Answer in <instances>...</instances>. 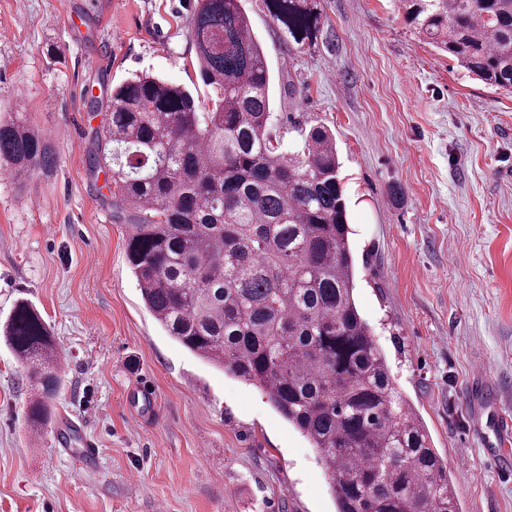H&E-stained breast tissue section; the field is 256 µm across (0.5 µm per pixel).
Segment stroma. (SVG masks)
Listing matches in <instances>:
<instances>
[{
	"instance_id": "1",
	"label": "stroma",
	"mask_w": 512,
	"mask_h": 512,
	"mask_svg": "<svg viewBox=\"0 0 512 512\" xmlns=\"http://www.w3.org/2000/svg\"><path fill=\"white\" fill-rule=\"evenodd\" d=\"M196 0H0V116L47 134L55 165L0 175V322L29 298L64 358L53 418L0 340V512H335L318 449L255 387L189 353L146 310L127 227L88 168L113 86L149 73L206 100ZM278 120L334 132L356 305L448 465L459 512H512L487 458L482 387L512 416V93L419 39L395 0H317L302 52L246 0ZM483 362L487 374L475 378ZM157 407L136 421L131 393ZM97 445L82 466L63 417Z\"/></svg>"
}]
</instances>
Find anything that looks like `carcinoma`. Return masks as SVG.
Here are the masks:
<instances>
[{"instance_id":"1","label":"carcinoma","mask_w":512,"mask_h":512,"mask_svg":"<svg viewBox=\"0 0 512 512\" xmlns=\"http://www.w3.org/2000/svg\"><path fill=\"white\" fill-rule=\"evenodd\" d=\"M245 0H197L191 37L210 105L137 75L112 89L88 163L128 221L141 299L195 356L261 391L321 453L336 512H457L448 468L393 384L355 300L336 140L274 122L271 76ZM416 33L485 85L512 92V0H399ZM316 0H263L302 50ZM18 114L0 119V172L53 163ZM3 336L34 390L40 430L61 385L46 321L16 300Z\"/></svg>"}]
</instances>
